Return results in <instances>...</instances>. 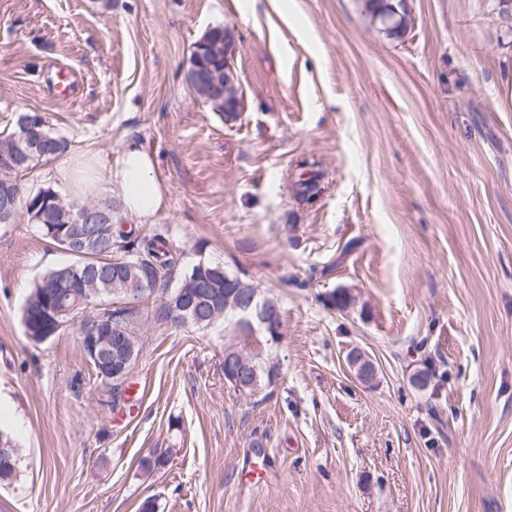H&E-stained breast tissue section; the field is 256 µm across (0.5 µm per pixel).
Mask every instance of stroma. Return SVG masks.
Instances as JSON below:
<instances>
[{"label":"stroma","mask_w":512,"mask_h":512,"mask_svg":"<svg viewBox=\"0 0 512 512\" xmlns=\"http://www.w3.org/2000/svg\"><path fill=\"white\" fill-rule=\"evenodd\" d=\"M406 6L390 40L363 0H0V131L35 112L69 142L24 190L78 197L72 160L110 167L137 139L164 188L138 230L167 238L171 284L223 264L283 323L274 346L250 338L280 370L246 397L224 382L223 324L139 302L113 407L75 330L23 336L31 287L69 255L25 213L0 224V430L18 448L0 512H512V30L492 0ZM215 26L234 35L233 121L186 79Z\"/></svg>","instance_id":"stroma-1"}]
</instances>
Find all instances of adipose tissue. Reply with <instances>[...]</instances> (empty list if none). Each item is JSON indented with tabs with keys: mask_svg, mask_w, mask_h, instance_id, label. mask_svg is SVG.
<instances>
[{
	"mask_svg": "<svg viewBox=\"0 0 512 512\" xmlns=\"http://www.w3.org/2000/svg\"><path fill=\"white\" fill-rule=\"evenodd\" d=\"M156 160L142 144L129 141L114 168L107 171L75 168L74 175L89 190L114 187L125 215L146 223L162 206L163 192L155 174Z\"/></svg>",
	"mask_w": 512,
	"mask_h": 512,
	"instance_id": "1",
	"label": "adipose tissue"
}]
</instances>
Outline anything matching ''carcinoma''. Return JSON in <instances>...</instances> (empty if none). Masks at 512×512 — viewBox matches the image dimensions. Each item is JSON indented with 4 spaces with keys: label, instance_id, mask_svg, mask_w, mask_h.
I'll return each instance as SVG.
<instances>
[{
    "label": "carcinoma",
    "instance_id": "cac0c4a2",
    "mask_svg": "<svg viewBox=\"0 0 512 512\" xmlns=\"http://www.w3.org/2000/svg\"><path fill=\"white\" fill-rule=\"evenodd\" d=\"M365 10L379 26L383 34L390 38L401 37L408 27V14L402 0H364ZM210 38L212 54L208 55L205 65L208 67L210 79L225 81L224 99L211 96L210 82L197 80L194 74L199 67L196 54L190 55V67L187 81L195 94L209 103L217 112L233 121L241 108V100L234 89V81L224 80V44L233 42L230 30L222 26L211 28L205 33ZM41 131L50 137L43 147L33 150L24 149L18 153L14 134L0 138V153L8 152L18 155L17 164L12 167L0 168V185L16 183V175L32 170L42 163L51 162L66 153L68 142L48 130L46 121L40 120ZM297 195L304 200L311 198L319 191L317 174L309 173L306 178L298 177L295 181ZM58 192L51 187H43L35 192H22L18 196L12 214L24 211L31 223L40 226L47 239L56 242L63 233L75 240L91 241L92 247L85 250V256L75 257L67 264L57 266L46 272L30 290L22 312V322L26 326L38 325L42 320L45 307L44 296L56 302L57 317L69 318L67 297L73 295L89 306L114 299H143L155 293L162 298L174 295L192 297L198 295L200 285L204 290L219 298H226L238 288L241 279L225 271L220 263L207 262L193 265L182 277L177 287L171 289L168 283L160 282L159 273L175 264L172 252L166 241L159 235L141 236L135 229H125L122 224H108L102 228V234L92 224L77 222L76 214L69 207L60 206L55 202ZM223 318L233 320L234 328L239 335L231 336L224 341V346H235L244 353L252 366L250 375L254 395L263 385L271 384L270 378L274 363L265 361L259 353L247 350V339L251 330L241 318L229 310Z\"/></svg>",
    "mask_w": 512,
    "mask_h": 512
}]
</instances>
